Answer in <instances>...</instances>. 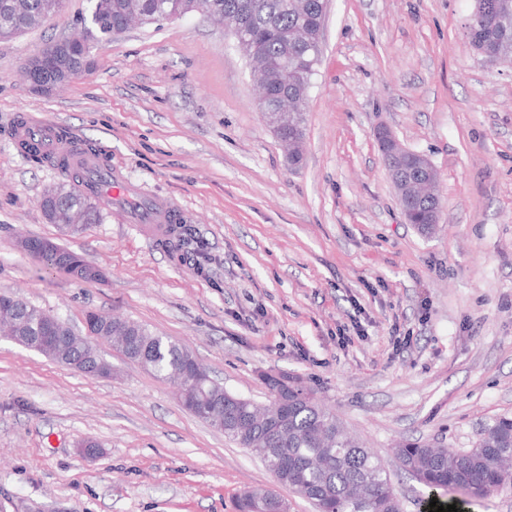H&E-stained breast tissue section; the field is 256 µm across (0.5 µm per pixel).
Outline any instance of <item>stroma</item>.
<instances>
[{"mask_svg": "<svg viewBox=\"0 0 512 512\" xmlns=\"http://www.w3.org/2000/svg\"><path fill=\"white\" fill-rule=\"evenodd\" d=\"M472 9L329 0L294 168L248 59L198 14L133 26L93 48L87 74L31 92L25 60L90 18V0H67L0 42V293L79 330L91 311L142 323L259 404L262 374H288L381 454L403 512H419L429 490L398 469L395 444L466 450L512 415V65L471 47ZM26 117L92 142L128 181L176 202L206 268L114 208L61 235L39 198L63 176L19 151ZM379 126L439 173L433 234L405 223ZM21 235L83 255L105 280H71L20 251ZM97 348L110 377L0 336V512H235L250 488L314 512L189 413L173 383ZM86 440L98 454L77 451Z\"/></svg>", "mask_w": 512, "mask_h": 512, "instance_id": "35a3bbf8", "label": "stroma"}]
</instances>
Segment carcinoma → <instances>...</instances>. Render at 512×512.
Here are the masks:
<instances>
[{"mask_svg": "<svg viewBox=\"0 0 512 512\" xmlns=\"http://www.w3.org/2000/svg\"><path fill=\"white\" fill-rule=\"evenodd\" d=\"M90 24L79 32L86 48L114 36L136 22L153 24L194 14L203 10L219 23L228 18L248 26L254 36L256 53L263 57V75L256 80L260 93L274 98L288 95V111L305 123V104L311 79L293 72L294 58L307 53L319 58L317 41L320 23L317 0L300 12L295 0H90ZM493 7L475 23L469 38L471 45H482L505 56L512 55V0H490ZM64 0H0V41H9L38 27L63 7ZM29 160L49 161L64 180L48 189L40 206L49 223L62 233H74L79 225L70 223V215L85 216L84 223L102 220L101 207L79 189L80 173L70 168L65 156H50L37 146L19 145ZM196 241L190 224H172L164 238L172 249L190 246ZM53 319L46 310L19 302V336L37 338L41 327ZM144 352L146 368L160 378L176 379L181 367H191L195 358L179 341L151 332L145 326L120 318L112 319V335L105 339L127 356L125 336ZM191 403L186 408L224 436L249 449L272 472L280 484L308 500L315 512H401L389 470L379 454L349 435L339 418L317 403L306 400L299 388L290 397L288 407L280 409L281 421L263 429L243 431L231 426L230 418L256 406L234 395L211 376L190 382ZM399 469L429 488L448 494L480 498L490 495L509 479L512 466V416L501 415L486 424L474 446L466 451L404 444L395 449ZM270 492L247 491L237 501V512H256L264 507Z\"/></svg>", "mask_w": 512, "mask_h": 512, "instance_id": "1", "label": "carcinoma"}]
</instances>
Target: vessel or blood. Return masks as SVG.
<instances>
[{"label": "vessel or blood", "mask_w": 512, "mask_h": 512, "mask_svg": "<svg viewBox=\"0 0 512 512\" xmlns=\"http://www.w3.org/2000/svg\"><path fill=\"white\" fill-rule=\"evenodd\" d=\"M16 137L21 141L40 145L53 155L68 157L87 175V182L95 191V199L103 207H111L113 200L123 199L127 204L126 217L140 226L152 237L159 236L171 224L175 214V204L164 198L144 200L127 186L120 172L112 170L97 154L78 150L74 141L59 138L54 126L41 123H23L16 129Z\"/></svg>", "instance_id": "obj_1"}]
</instances>
